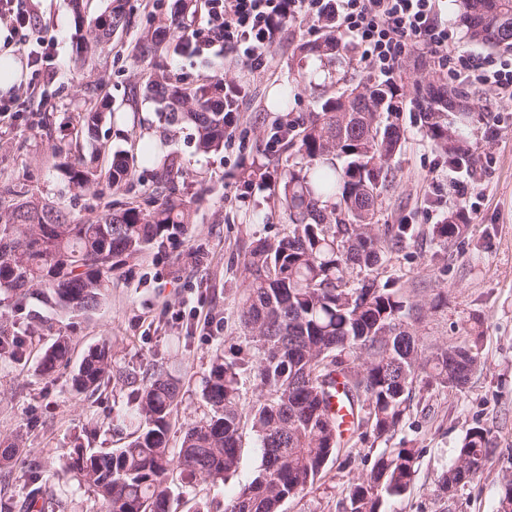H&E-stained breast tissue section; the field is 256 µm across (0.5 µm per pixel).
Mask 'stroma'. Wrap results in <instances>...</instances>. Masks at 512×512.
Instances as JSON below:
<instances>
[{"label":"stroma","mask_w":512,"mask_h":512,"mask_svg":"<svg viewBox=\"0 0 512 512\" xmlns=\"http://www.w3.org/2000/svg\"><path fill=\"white\" fill-rule=\"evenodd\" d=\"M172 3L129 0L130 27L116 33L111 45L81 68L73 62L78 21L68 0H21L31 19L19 33L12 17H0L12 53L24 63L19 84L6 95L14 117L0 127V181L27 178L39 195L69 205L75 220L102 209L101 199L75 197L55 171L53 147L61 139L40 136L33 119L34 113L47 111L56 125L71 128L87 85L98 80L117 121L102 126L97 142H84L83 154L96 155L104 168L110 151L136 152L146 142L162 153H178L187 170L186 195L196 211L187 236L117 271L99 311L87 316L54 314L51 332L25 341L22 361L0 362V441L18 436L24 441L23 450L0 467V512H19L27 493L25 475L34 467L45 486L39 512H99L92 490L66 492L57 480L75 446L113 450L126 443L130 432L113 419L114 411L127 406V389L111 386L80 400L71 394V377L90 349L109 346L116 370L137 371L154 363L181 379L183 398L170 432L171 444H179L185 426L207 411L201 388L215 355L230 359L245 346L238 302L246 248L254 240L288 231L287 218L274 202L272 179L287 165L291 150L283 141L271 152L266 143L283 114L301 118L315 107L312 90L299 82L298 72L314 70L317 63L297 61L293 46L301 39L318 38L317 23L301 17L286 22L265 67L257 71L237 66L218 48L171 58L172 71L185 82L217 75L250 89L232 143L204 155L195 152L188 132L172 139L163 136L154 103H127L131 85L152 64L151 59L136 57L133 47L158 17L169 14ZM436 8L453 30L459 52L479 61L505 58V51L468 42L456 0H438ZM40 40L51 43L53 51L36 77L25 64L26 50ZM283 92L288 95L284 110L275 104ZM471 94L481 112L497 115L500 123L491 137L481 122L462 130L477 146L479 159L463 199L451 187L444 158L414 123L410 102H403L398 114L405 143L392 161L396 183L385 193L378 219L383 225H412L415 233L382 276L424 289L430 298L445 294V303L425 323L427 342L460 341L473 326L482 338L481 364L466 389L416 390L409 416L389 443L419 449L415 482L405 495L386 502L383 512H498L505 482L512 477V101L479 86ZM253 155L267 162L272 176L258 189L247 188L240 178L243 158ZM455 210L465 213L468 229L453 244H440L432 235L433 226ZM59 330L74 338L70 362L45 378L37 367ZM475 426L489 430L494 455L467 486L451 495L438 494L437 475L455 461L458 447ZM383 446L378 441L341 450L340 464L328 465L313 488L288 498L282 512H343L349 481L369 471ZM260 465L257 437L244 428L237 473L224 482L175 480L170 506L173 512H191L201 500L211 512H222L225 500L250 483Z\"/></svg>","instance_id":"obj_1"}]
</instances>
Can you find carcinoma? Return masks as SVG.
I'll list each match as a JSON object with an SVG mask.
<instances>
[{
	"label": "carcinoma",
	"mask_w": 512,
	"mask_h": 512,
	"mask_svg": "<svg viewBox=\"0 0 512 512\" xmlns=\"http://www.w3.org/2000/svg\"><path fill=\"white\" fill-rule=\"evenodd\" d=\"M129 0H110L105 10L84 18V0H70L87 23L78 36L75 61L83 66L112 35L130 23ZM176 15L161 19L136 44L143 57L173 49L194 52L182 15L189 0H178ZM469 41L492 49L512 48V0H459ZM350 50L328 32L294 49L299 59L316 57L324 72L309 81L316 109L300 120L283 116L275 134L288 137L294 159L281 174L276 202L288 219V235L260 238L244 254V290L239 319L250 352L226 361L216 356L203 381L207 416L188 425L180 446H169L182 383L152 365L121 374L132 387L135 424L126 444L110 452L78 446L64 464V479L88 486L105 512H169L174 475L193 481L234 475L241 457L242 422L248 421L261 449L258 475L227 503L224 512H281L288 498L314 485L338 448L368 438L387 443L409 416L416 387L463 391L480 365L481 336L468 343L424 344L421 324L442 296L428 300L395 280L381 282L380 268L413 236L409 224L380 229L377 213L396 182L391 160L400 153L404 130L393 120L403 88L390 80L348 82L340 71ZM249 94L246 85L224 78L192 84L156 65L129 90L158 105L162 132L192 131L195 152L224 147L227 123ZM411 102L415 123L444 157L448 168L470 176L476 148L450 121L471 117V93L448 87L447 78L415 83ZM106 102L89 98L71 133L74 149L97 137ZM155 166L152 187L122 194L94 217L75 222L69 212L34 192L25 179L0 182V303L40 296L59 311L86 314L104 303L112 276L123 265L144 259L149 250L185 233L194 212L184 195V162L176 155L155 161L153 148L140 154L112 153L105 172L83 158L57 165L69 185L103 194L133 187L137 168ZM466 229L462 213L434 225L448 243ZM17 333L0 322V362L18 361ZM72 337L59 333L40 364L45 377L68 360ZM254 371L260 393L248 409L241 404V376ZM112 381L111 353L102 346L84 357L72 390L90 398ZM493 448L489 430L471 428L455 462L437 477L444 494L465 487L482 470ZM418 448H386L368 473L353 479L344 512H381L384 501L413 484ZM32 509L43 494L41 476L27 474Z\"/></svg>",
	"instance_id": "obj_1"
}]
</instances>
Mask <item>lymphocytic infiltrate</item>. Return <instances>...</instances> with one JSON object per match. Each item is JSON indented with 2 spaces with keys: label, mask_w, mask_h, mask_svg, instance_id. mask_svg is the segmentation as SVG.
Here are the masks:
<instances>
[{
  "label": "lymphocytic infiltrate",
  "mask_w": 512,
  "mask_h": 512,
  "mask_svg": "<svg viewBox=\"0 0 512 512\" xmlns=\"http://www.w3.org/2000/svg\"><path fill=\"white\" fill-rule=\"evenodd\" d=\"M207 46H223L246 68L263 66L283 21L330 18L379 76L392 74L413 54L433 56L449 79L485 86L512 101V59L479 62L456 52L454 34L435 0H204Z\"/></svg>",
  "instance_id": "lymphocytic-infiltrate-1"
}]
</instances>
